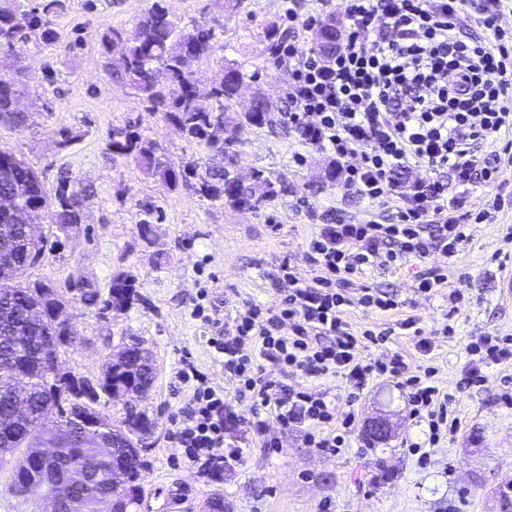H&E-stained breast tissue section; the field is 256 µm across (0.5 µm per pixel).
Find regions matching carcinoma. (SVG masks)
Returning <instances> with one entry per match:
<instances>
[{
    "mask_svg": "<svg viewBox=\"0 0 512 512\" xmlns=\"http://www.w3.org/2000/svg\"><path fill=\"white\" fill-rule=\"evenodd\" d=\"M66 0H39L37 6L22 9L18 6L0 5V50L9 48L14 38L49 43L57 38L55 26L66 15ZM286 37L278 26L263 32L264 47L273 54ZM115 39L123 42V51L116 65L117 74L134 93L150 104V111L161 113L170 123L180 127L184 137L206 147L212 162L199 170L197 164L171 161L160 146L141 135L122 129L109 142L115 157H133L145 174L158 179L168 189L175 190L182 182L196 179L193 189L201 197L223 201L236 208L255 209L263 203L288 195V179L273 175L265 169L253 170L255 181L262 187V194L255 195L249 186L240 184L232 170L237 164L229 146L236 142L241 125L256 128L272 121L273 102L257 99L251 112L235 117L228 115L237 103L239 88L253 76L242 66L228 63L215 71L211 78L210 96H197L195 86L199 64L215 52L214 28L196 24L190 28L180 25L171 16L166 0H152L146 14L131 31L112 28L102 38V46L109 48ZM25 96V89L12 79L0 76V122L15 128L27 126V118L16 108L17 101ZM0 196H16L21 200L20 210L46 204L52 224H79L82 221V200L72 199L61 188L51 194L39 175L13 153L0 151ZM28 252V241L22 220L16 214L0 212V448L18 449L34 437L47 421L55 425V434L44 440L51 448L56 442L67 443L79 449V455L70 459L48 455L31 466L43 474L47 483L31 489L23 488L27 470L12 471L10 488L17 496H29L55 485H62L60 510H67V502L83 497L87 502L102 496L117 495L123 512H132L143 496L140 470L144 462L136 455L126 454L127 438L141 439L152 433L155 422L145 409L132 403L125 408L118 423L126 431L113 429L112 417L103 415L104 430L94 441L81 433V422L86 409L102 397V392L91 386L68 399H58L47 388L42 351L49 349L57 354L65 352L70 343L62 339L54 327L52 317L29 318L25 313L39 303V297L30 284H23L30 266L12 263ZM137 301L134 278L126 272L112 277V285L104 302L128 307ZM26 368L30 379L31 400L28 413L23 417L14 414L12 389L15 380L10 362ZM113 380L133 384L137 390L151 391L156 380L154 372L137 369H114ZM81 459L96 462V478L89 484H73L69 473ZM120 469L124 486L116 490L112 471Z\"/></svg>",
    "mask_w": 512,
    "mask_h": 512,
    "instance_id": "obj_1",
    "label": "carcinoma"
}]
</instances>
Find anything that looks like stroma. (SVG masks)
Returning <instances> with one entry per match:
<instances>
[{"label": "stroma", "instance_id": "stroma-1", "mask_svg": "<svg viewBox=\"0 0 512 512\" xmlns=\"http://www.w3.org/2000/svg\"><path fill=\"white\" fill-rule=\"evenodd\" d=\"M151 0H69L58 29L59 41L40 47L17 44L0 54V75L24 82L30 91L31 116L23 129L0 125V149L24 159L54 189L68 176L82 200L83 220L68 234L52 235L29 281L50 285L73 316L78 344L62 357L64 370L96 378L113 342L122 336L145 340L160 371L144 407L158 423L153 443L142 457L145 497L138 512H200L212 496L223 497L228 512H501V496L512 481V408L501 402L512 388V363L484 367L483 386L459 384L471 357L466 345L487 334L512 336V204L493 224H475L454 259L435 257L448 266L449 290L463 299L448 305L447 293L423 298L415 290L418 262L398 268L367 270L366 286L393 293L398 309L351 310L353 330L388 331L385 343L368 355L402 352L409 370L432 367L437 386L451 398L461 422L450 440L431 450V462L419 465L405 444L419 440L423 426L409 415L401 390L391 381L370 383L355 404L356 424L349 448L332 455L308 447L301 431L271 423L281 445L264 448L247 426L249 400L236 397L207 340L215 325L191 311L199 291L219 314L233 313L245 301L271 304L282 288L281 270L308 277L307 248L321 225L378 217L383 207L359 199L344 200L337 182L327 177L336 166L329 155L312 150L297 165L294 134L281 119L271 125L241 128L236 146L242 172L264 168L285 174L294 191L242 211L201 198L192 187L169 190L130 159L108 148L112 132L127 128L156 140L173 161L201 160L205 152L188 142L162 114L132 93L114 73L118 50L104 49L108 29H132ZM281 0H245L238 16L217 32L215 54L201 64L200 91H208L213 69L228 62L242 65L259 90L281 102L285 81L273 57L264 51L262 31L283 25ZM150 220L154 240L142 238L140 225ZM135 278L140 296L131 308L102 312L117 271ZM97 292L88 302L84 295ZM413 318L432 343L422 353L414 337L398 324ZM453 336H445V325ZM191 357L209 381L232 395L239 417L235 434L243 448L230 469L203 475L184 464L171 448L173 421L191 390L175 373ZM386 413L397 424L386 442L365 436V420Z\"/></svg>", "mask_w": 512, "mask_h": 512}]
</instances>
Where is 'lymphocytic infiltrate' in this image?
Listing matches in <instances>:
<instances>
[{
	"instance_id": "f902f5d3",
	"label": "lymphocytic infiltrate",
	"mask_w": 512,
	"mask_h": 512,
	"mask_svg": "<svg viewBox=\"0 0 512 512\" xmlns=\"http://www.w3.org/2000/svg\"><path fill=\"white\" fill-rule=\"evenodd\" d=\"M288 37L274 56L286 80L282 118L301 147L332 156L344 196L387 205L389 223L354 220L326 224L308 243L311 278L282 277V297L266 306L245 303L228 335L212 336L216 361L249 398V430L264 447H279L269 421L303 431L309 447L332 453L348 448L354 410L337 412L328 392L288 385L294 373L343 377L360 392L380 377L395 380L413 419L428 427L426 443L452 435L457 418L448 396L426 375H412L400 353L369 357L368 344L385 334L354 332L349 309L387 312L393 294L361 284L375 264L424 263L417 291L447 290V269L435 255L456 256L469 237L464 208L473 188L502 185L512 166V47L500 20L512 0H346L335 52L319 55L308 33L329 15V0H284ZM466 385L484 382V365L512 361V336H481ZM192 385L189 406L170 434L173 447L201 472L238 458L225 435L238 416L223 388L208 383L194 361L176 372Z\"/></svg>"
}]
</instances>
